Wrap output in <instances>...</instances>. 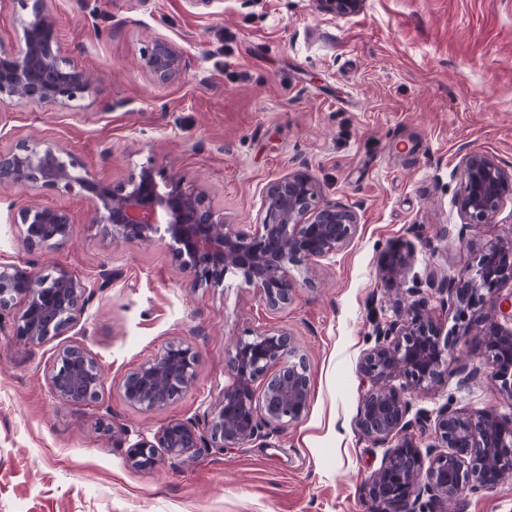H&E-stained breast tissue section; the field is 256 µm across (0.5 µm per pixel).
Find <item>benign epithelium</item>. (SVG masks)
I'll return each mask as SVG.
<instances>
[{
    "mask_svg": "<svg viewBox=\"0 0 512 512\" xmlns=\"http://www.w3.org/2000/svg\"><path fill=\"white\" fill-rule=\"evenodd\" d=\"M23 11V44L0 51V103L20 101L36 107L75 109L91 90L87 73L63 55L58 32L49 17V0H14ZM360 0H318L329 13L348 14ZM142 68L160 82L183 71L180 53L156 42L143 56ZM466 191L460 210L467 224H484L507 198L512 199V172L488 155L466 156ZM0 187L23 193L50 188L89 200L114 241L163 244L197 280L219 285L228 274L260 292L272 309L288 306L297 280L292 271L325 259L345 247L358 224L349 207L320 203L317 184L308 174H290L273 183L265 195L264 219L243 229L224 223L204 190L187 187L153 166L121 185L98 178L84 163L55 143L29 140L0 153ZM24 242L32 250L57 248L71 234L69 214L60 208L26 204L18 212ZM409 255L389 253L383 270L403 272ZM512 283V245L491 246L463 284L438 287L440 303L472 308ZM92 297L90 286L65 269L49 275L0 257V318L14 314L16 336L38 347L73 330ZM18 312H13V309ZM432 316L413 313L374 326L375 344L360 369L367 389L357 417L358 432L379 445H390L382 466L361 489L369 512H445L464 490H492L512 471V422L486 414L466 418L444 408L434 433L429 464L412 439L397 435L409 428L406 394L429 389L447 373L449 339ZM491 353L495 375L512 389V326L490 324L479 333ZM229 382L218 402L200 417L171 420L153 436L130 445L128 463L151 469L207 448H240L264 441L307 416L310 364L292 337L269 330L238 338L227 350ZM198 360L183 341L166 344L122 380L129 406L160 410L187 393L196 380ZM403 379L400 387L390 385ZM55 396L74 405L98 401L105 377L94 354L82 345L60 350L48 373Z\"/></svg>",
    "mask_w": 512,
    "mask_h": 512,
    "instance_id": "1",
    "label": "benign epithelium"
}]
</instances>
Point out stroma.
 I'll return each mask as SVG.
<instances>
[{
    "instance_id": "1",
    "label": "stroma",
    "mask_w": 512,
    "mask_h": 512,
    "mask_svg": "<svg viewBox=\"0 0 512 512\" xmlns=\"http://www.w3.org/2000/svg\"><path fill=\"white\" fill-rule=\"evenodd\" d=\"M49 12L91 90L72 110L0 103V151L46 140L115 185L152 165L203 187L225 223L241 225L262 221L272 183L306 172L321 202L352 208L358 226L297 271L293 302L273 310L232 275L195 285L165 246L113 245L85 198L0 188V255L94 288L77 327L37 348L0 319V512H368L360 488L388 452L356 428L375 322L410 318L418 300L440 312L438 284L470 279L486 249L512 243V199L484 224L465 223L459 206L469 152L512 170V0H362L347 16L317 0H50ZM157 41L183 57L175 81L141 67ZM27 201L66 210L69 241L28 251ZM396 245L411 259L391 280L381 261ZM447 312L448 373L407 395L411 416L429 422L407 430L424 455L443 407L512 420V389L478 337L501 322L497 299ZM268 329L287 331L310 361L301 423L264 444L128 465L138 437L216 403L232 340ZM172 339L198 355L193 387L158 411L130 407L123 376ZM74 344L104 373L90 405L47 383ZM465 366L477 371L468 382ZM451 512H512V472L494 490L465 491Z\"/></svg>"
}]
</instances>
